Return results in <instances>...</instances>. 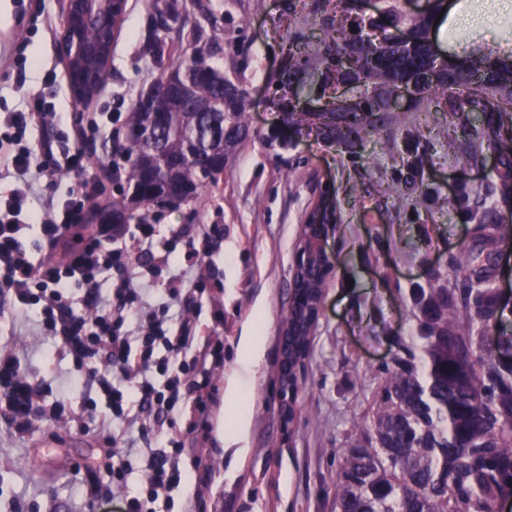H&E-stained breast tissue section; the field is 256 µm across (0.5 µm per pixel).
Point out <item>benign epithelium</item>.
Listing matches in <instances>:
<instances>
[{"label":"benign epithelium","instance_id":"1","mask_svg":"<svg viewBox=\"0 0 512 512\" xmlns=\"http://www.w3.org/2000/svg\"><path fill=\"white\" fill-rule=\"evenodd\" d=\"M100 25L97 38H85L88 21L87 0H66V14L58 30L57 50L67 68H85L86 86L99 84L100 70L110 65L112 39L126 11L127 0H97ZM334 211L330 190H325L307 214L299 243L293 254L291 304L303 312L304 321L284 325L277 372V403L281 423L288 428L295 416L293 368L288 360V337L305 336V325L318 321L322 313L324 288L335 271L332 255L326 248L328 224L324 216Z\"/></svg>","mask_w":512,"mask_h":512}]
</instances>
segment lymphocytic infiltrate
<instances>
[{
  "instance_id": "1",
  "label": "lymphocytic infiltrate",
  "mask_w": 512,
  "mask_h": 512,
  "mask_svg": "<svg viewBox=\"0 0 512 512\" xmlns=\"http://www.w3.org/2000/svg\"><path fill=\"white\" fill-rule=\"evenodd\" d=\"M59 124V112L38 92L25 109L0 113V180L13 181L0 192V300L36 323L40 341L72 359L83 401L77 410L62 399L46 403L22 353L0 347V420L19 436L61 419L80 431L84 411L105 402L117 446L112 492L125 512H157L173 503L186 478L183 462L195 455L175 426L188 411L192 429H207L211 368L224 354L223 342L199 335L193 318L208 239L165 234L156 224L85 223L91 161L82 144L60 150L46 140L35 151L25 142L28 127L53 131ZM62 171L79 183L67 195L40 197L44 177ZM76 228L82 235L74 247L68 236ZM33 236L48 247L36 263L26 245ZM179 240L187 246L182 273L157 292L143 268L170 267ZM111 270L117 276L102 289ZM132 455L147 458L146 479L134 487L126 464Z\"/></svg>"
}]
</instances>
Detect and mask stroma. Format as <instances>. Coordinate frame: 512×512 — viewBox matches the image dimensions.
I'll return each mask as SVG.
<instances>
[{"mask_svg": "<svg viewBox=\"0 0 512 512\" xmlns=\"http://www.w3.org/2000/svg\"><path fill=\"white\" fill-rule=\"evenodd\" d=\"M152 0H127L112 45V65L99 93L78 102L55 48L65 0H0V107L16 109L24 90L44 92L62 114L53 135L73 145L76 133L101 113L112 131L87 139L85 150L111 161L113 130L131 103L159 73L146 49ZM289 0H183L189 23L213 17L220 44L210 64L236 77L255 103L246 116L250 134L229 155L217 184L190 204L164 210L160 224L187 234L218 225L221 235L202 265L206 293L200 333L224 340L206 432L176 425L202 458L197 481L175 492L173 512L202 497L205 512H336V465L370 424V402L383 369L403 350L419 352L411 291L433 285L458 288L464 277L452 259L474 234L475 213L502 205L498 158L484 149L460 169L472 126L466 113L399 112L394 122L345 150L313 131L283 136L269 106L288 24L310 38L319 32L307 12L288 13ZM330 188L336 222L326 246L335 273L311 334L298 381L296 418L283 432L273 404L278 346L289 307L292 258L308 211ZM29 321L0 315V345L23 351L54 394L81 406L70 358L36 347ZM260 338L263 356L254 382L232 397L242 338ZM105 404L88 418V432L48 421L17 437L0 424V512H119L109 490L111 461ZM242 429L246 449L225 451L224 433Z\"/></svg>", "mask_w": 512, "mask_h": 512, "instance_id": "stroma-1", "label": "stroma"}]
</instances>
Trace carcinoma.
I'll return each instance as SVG.
<instances>
[{"label": "carcinoma", "mask_w": 512, "mask_h": 512, "mask_svg": "<svg viewBox=\"0 0 512 512\" xmlns=\"http://www.w3.org/2000/svg\"><path fill=\"white\" fill-rule=\"evenodd\" d=\"M299 2L320 36L313 43L299 29L289 31L271 101L285 130L314 128L330 144H360L388 121L399 90L411 86L415 112L434 106L480 116L470 149L456 163L464 169L483 145L491 146L501 195L512 199V52L473 46L461 58L435 63L431 34L444 0H424L415 10L408 0H373L369 15L360 13L359 0H292L288 10L296 12ZM169 21L180 43L206 35L200 26L184 34L187 17L177 0L154 8L149 51L159 60L164 43L157 27ZM154 83L167 88L133 102L112 159L107 224H145L173 203L194 201L249 136V90L198 49L160 67ZM347 83L365 89L349 109L340 94ZM144 112L155 113L163 163L134 134ZM505 224L497 210L482 216L474 240L455 258L466 273L462 287L412 289L426 369L411 356L384 369L371 425L339 462L336 512H499L512 497V355L495 354L486 338L501 316L492 258ZM309 344L308 336L292 338V359H307Z\"/></svg>", "instance_id": "cac0c4a2"}]
</instances>
